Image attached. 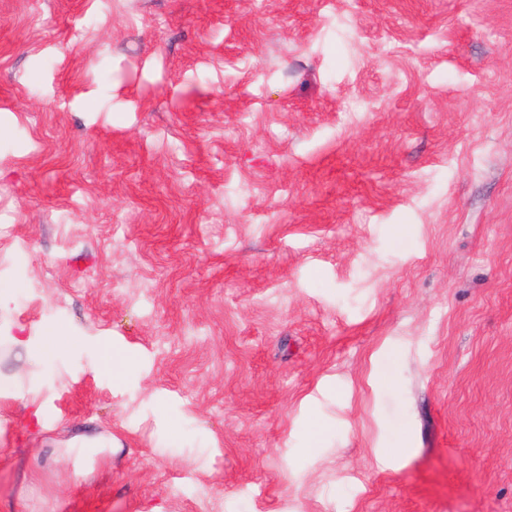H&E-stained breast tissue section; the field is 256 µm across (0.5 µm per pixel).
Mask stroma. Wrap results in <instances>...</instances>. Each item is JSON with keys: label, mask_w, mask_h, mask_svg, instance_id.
<instances>
[{"label": "stroma", "mask_w": 512, "mask_h": 512, "mask_svg": "<svg viewBox=\"0 0 512 512\" xmlns=\"http://www.w3.org/2000/svg\"><path fill=\"white\" fill-rule=\"evenodd\" d=\"M0 300V512H512V0H0Z\"/></svg>", "instance_id": "obj_1"}]
</instances>
